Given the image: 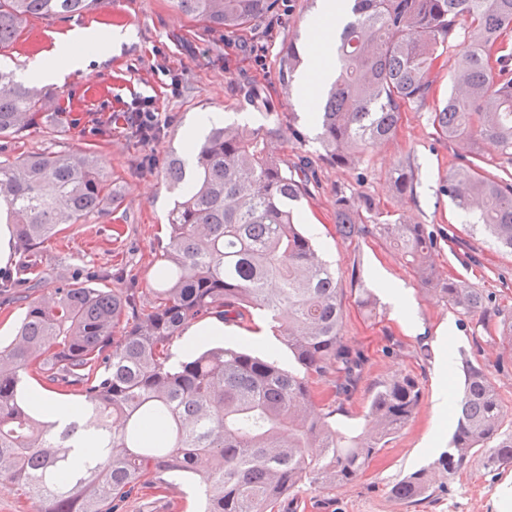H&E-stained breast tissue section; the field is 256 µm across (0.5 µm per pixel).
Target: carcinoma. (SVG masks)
<instances>
[{
    "instance_id": "1",
    "label": "carcinoma",
    "mask_w": 512,
    "mask_h": 512,
    "mask_svg": "<svg viewBox=\"0 0 512 512\" xmlns=\"http://www.w3.org/2000/svg\"><path fill=\"white\" fill-rule=\"evenodd\" d=\"M95 0H0V48L32 16L81 15ZM351 4L336 44V78L320 81L308 122L319 127L323 157L356 170L396 133L409 105L425 107L434 72L457 37L469 49L454 68V90L430 112L437 132L464 142L467 167L441 186L459 207L478 212L481 229L512 250V181L482 174L477 144L495 140L512 164V0H343ZM210 29H238L277 12L279 0H173ZM302 65L294 45L282 80ZM48 96L0 71V138L19 139L41 124ZM311 165L288 170L278 135L247 123L213 127L191 163L173 157L164 178L179 189L168 215L164 264L151 299L137 291L68 282L31 296L39 274L0 289L25 303L17 335L0 346V478L37 512H118L141 487L164 489L161 474L207 468L205 512H277L288 492L323 491L359 481L392 435L412 420L418 383L399 376L374 394L366 427H338L321 413L312 379L351 395L361 353L341 336L336 274L299 229L288 204L307 191ZM417 175L402 170L393 188L412 198ZM121 194L90 153L28 152L0 160V208L21 252L62 224L112 211ZM365 196L336 199L345 241L374 232L389 240L426 289L464 314L485 313L478 289L441 277L428 257L440 240L425 224L375 223ZM266 319L291 354L214 346L207 338L170 364L171 345L191 321ZM462 393L451 402L448 448L405 475L391 498L413 504L433 494V475L453 477L485 448L484 467L512 461V432L489 373L465 363ZM73 386L80 416L52 420L23 395L25 380ZM161 426L160 434L150 428ZM84 448L95 453L86 456Z\"/></svg>"
}]
</instances>
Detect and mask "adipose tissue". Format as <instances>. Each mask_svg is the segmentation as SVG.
<instances>
[{
	"label": "adipose tissue",
	"instance_id": "obj_1",
	"mask_svg": "<svg viewBox=\"0 0 512 512\" xmlns=\"http://www.w3.org/2000/svg\"><path fill=\"white\" fill-rule=\"evenodd\" d=\"M339 28L340 22L336 17V11L327 2L322 4L320 10L311 16L306 23L310 55L308 64L299 80L302 104H309L313 98V77L326 76L332 74L334 70L331 51L339 36ZM89 43L90 39L85 31L80 30L72 33L59 50V54L63 58L61 64L53 66L46 58L36 59L23 72V80L60 78L83 69L89 59Z\"/></svg>",
	"mask_w": 512,
	"mask_h": 512
}]
</instances>
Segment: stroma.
Wrapping results in <instances>:
<instances>
[{
  "label": "stroma",
  "instance_id": "35a3bbf8",
  "mask_svg": "<svg viewBox=\"0 0 512 512\" xmlns=\"http://www.w3.org/2000/svg\"><path fill=\"white\" fill-rule=\"evenodd\" d=\"M311 0H279L276 15L235 30L210 31L177 11L172 0H103L96 9L66 19L31 17L23 35L0 50V68L16 72L38 54H52L71 30L97 32L132 27L127 42L102 53L85 70L64 80L47 81L54 97L65 102L64 117L44 120L40 129L9 142L7 156L26 151L94 153L122 204L112 213L88 219L48 239L29 256L12 252L0 271L17 277L22 263L43 275L42 292L99 268L112 275L103 288L154 287L155 273L167 244L168 213L173 196L163 181L168 158L182 154L186 131L203 112L245 117L252 127L277 129L282 158L315 161V174L295 207L306 234L336 272L344 310L342 334L363 357V373L342 411L333 414L339 426L360 425L373 392L398 375L414 377L422 391L413 420L377 454L355 484L322 492L303 485L290 492L291 512H512V463L484 468L474 456L465 471L436 481L431 499L406 505L389 488L411 471L429 465L447 447L455 429L452 418L440 417L437 405L458 390L459 380L441 376L444 352L451 366L462 359L484 365L506 410L505 429L512 430V348L499 336L512 326V252L474 230V217L464 216L440 187L463 165L457 142L440 136L424 108L405 109L393 140L377 147L361 171L336 167L320 159L316 131L301 112L298 85L283 88L280 64L289 45L307 52L306 22ZM262 89L263 104L250 105L243 88ZM151 98L160 134L142 141L120 115L135 98ZM300 137H292L290 128ZM417 169L414 199H401L391 178L400 169ZM364 194L373 198L384 218L426 224L440 233L432 261L442 274L479 289L491 299L487 320L451 309L428 292L415 271L380 237L349 243L336 233V200ZM405 288L414 314L413 328L393 318L387 286ZM369 290L375 311L358 299ZM261 319L224 327L223 340L243 343L253 354L277 353L288 363L280 337L261 329ZM165 490L143 489L120 512H200L204 506L200 476L165 474Z\"/></svg>",
  "mask_w": 512,
  "mask_h": 512
}]
</instances>
